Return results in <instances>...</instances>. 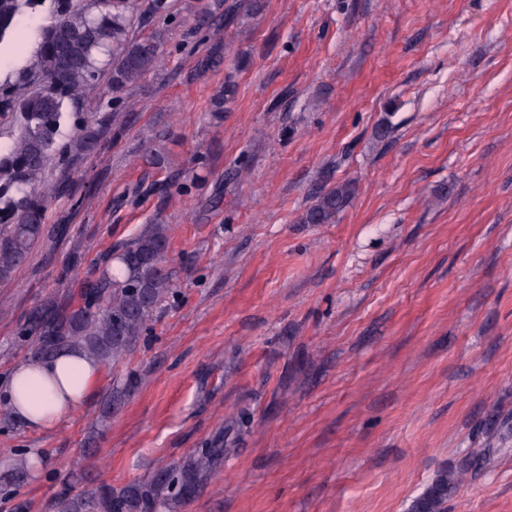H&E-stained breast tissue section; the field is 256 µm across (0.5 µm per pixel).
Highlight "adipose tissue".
I'll use <instances>...</instances> for the list:
<instances>
[{"instance_id":"adipose-tissue-1","label":"adipose tissue","mask_w":512,"mask_h":512,"mask_svg":"<svg viewBox=\"0 0 512 512\" xmlns=\"http://www.w3.org/2000/svg\"><path fill=\"white\" fill-rule=\"evenodd\" d=\"M103 367L82 349L67 347L16 366L0 382V402L31 430H51L98 385Z\"/></svg>"}]
</instances>
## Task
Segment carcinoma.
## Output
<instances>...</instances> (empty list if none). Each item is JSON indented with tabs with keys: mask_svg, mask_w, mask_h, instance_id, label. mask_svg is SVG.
Here are the masks:
<instances>
[{
	"mask_svg": "<svg viewBox=\"0 0 512 512\" xmlns=\"http://www.w3.org/2000/svg\"><path fill=\"white\" fill-rule=\"evenodd\" d=\"M47 7L33 59L0 81V114L15 119L12 141L0 144V281L10 279L33 246L50 233L49 195L40 188L53 164L68 170L98 148L106 135L104 120L88 111L90 94L104 81L120 103L157 65L165 29L147 37L137 25L174 16L173 0H0V48L15 38L17 18L28 9ZM217 0H199L196 14L217 27L232 25L234 9L220 15ZM73 120L74 134L60 142L61 128ZM352 181L318 193L299 219L301 224H334L355 194ZM170 242L166 224H151L128 243L112 268L85 283L89 303L67 310L50 301L30 316L35 355L76 346L103 364L125 356L146 322L172 289L162 262ZM212 449L179 469L171 483L187 492L205 469ZM470 464L444 470L413 501L410 512H443L448 491L466 477ZM165 502L132 485L118 494L103 486L80 499L59 495L57 512H154Z\"/></svg>",
	"mask_w": 512,
	"mask_h": 512,
	"instance_id": "cac0c4a2",
	"label": "carcinoma"
}]
</instances>
